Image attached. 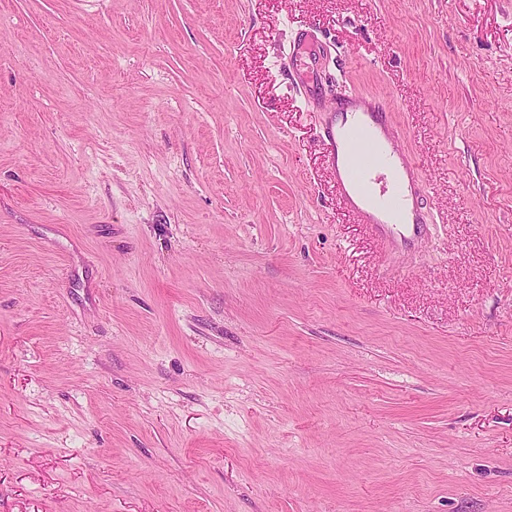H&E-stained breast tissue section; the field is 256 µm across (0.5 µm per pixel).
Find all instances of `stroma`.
<instances>
[{
  "label": "stroma",
  "mask_w": 512,
  "mask_h": 512,
  "mask_svg": "<svg viewBox=\"0 0 512 512\" xmlns=\"http://www.w3.org/2000/svg\"><path fill=\"white\" fill-rule=\"evenodd\" d=\"M348 90L412 251L339 202ZM0 512H512V0H0ZM302 39L293 44V56L295 65L305 74V92L314 97L317 93L321 77L316 65V59L312 55L300 51L302 46L306 43V36L302 35ZM388 114L380 99L344 92L325 114V156L344 210L403 252L426 232L425 187Z\"/></svg>",
  "instance_id": "35a3bbf8"
}]
</instances>
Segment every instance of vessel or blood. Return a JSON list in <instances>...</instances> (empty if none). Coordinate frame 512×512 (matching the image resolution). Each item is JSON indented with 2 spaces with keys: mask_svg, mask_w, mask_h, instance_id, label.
<instances>
[{
  "mask_svg": "<svg viewBox=\"0 0 512 512\" xmlns=\"http://www.w3.org/2000/svg\"><path fill=\"white\" fill-rule=\"evenodd\" d=\"M304 88L316 95L321 81L312 55L294 43ZM325 156L340 203L396 251L411 249L427 227L425 187L417 164L398 145L386 104L343 93L325 114Z\"/></svg>",
  "mask_w": 512,
  "mask_h": 512,
  "instance_id": "b4317fda",
  "label": "vessel or blood"
}]
</instances>
